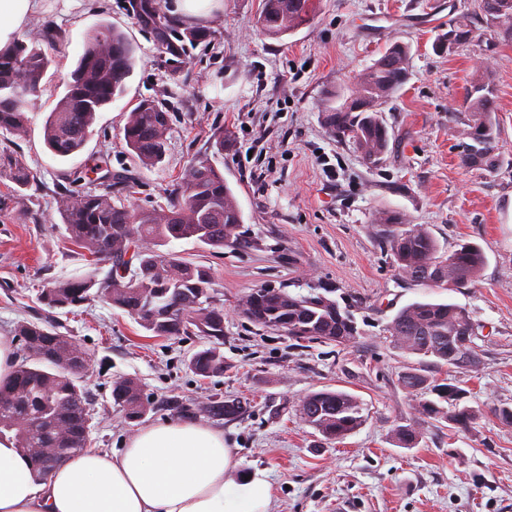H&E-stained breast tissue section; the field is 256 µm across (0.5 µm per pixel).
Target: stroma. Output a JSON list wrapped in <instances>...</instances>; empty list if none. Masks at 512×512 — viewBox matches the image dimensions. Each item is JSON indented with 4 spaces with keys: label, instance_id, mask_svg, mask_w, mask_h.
<instances>
[{
    "label": "stroma",
    "instance_id": "obj_1",
    "mask_svg": "<svg viewBox=\"0 0 512 512\" xmlns=\"http://www.w3.org/2000/svg\"><path fill=\"white\" fill-rule=\"evenodd\" d=\"M223 2L199 21L209 38L178 57L166 43L180 26L160 39L140 14L141 0H45L44 13L20 31L54 62L26 133L0 134V150L12 151L36 176L19 193L0 186V333L52 319L84 347L93 361L82 380L90 447L120 448L141 427L181 420L223 430L240 472L267 471L272 512H333L340 500L351 512H512V424L494 414L495 407H512V41L488 32L453 53L433 51L440 26L472 12L474 0H317L313 21L279 39L258 27L262 0ZM101 21L135 44V71L127 94L98 114L84 149L61 159L46 149L43 125L86 32ZM393 42L411 47L409 79L382 105L390 146L372 166L352 143L336 142L322 117ZM482 67L500 125L501 166L492 173L460 164L469 119L461 104ZM144 96L169 114L167 153L155 166L140 164L123 142L127 118ZM219 136L224 153L217 157ZM102 154L113 174L135 178L134 193L112 199L136 210L166 206L202 155L213 156L235 188L246 247L170 244L212 273L224 306L223 373L202 380L189 367L194 353L210 348L208 338L150 336L103 299L67 314L39 302L51 282L89 270L66 240L60 210L72 193L98 189L75 176ZM383 210L424 225L441 247L480 245L487 263L479 280L459 292L404 280L373 226ZM264 285L347 299L363 331L359 342H297L254 325L239 302ZM429 299L465 307L478 326L476 366L423 367L482 407L466 431L422 415L424 393L401 384L419 358L394 344L387 325L401 307ZM120 378L135 379L159 403L141 422L125 420L113 404L112 383ZM324 389L355 394L365 415L355 433L328 444L296 412L303 396ZM216 395L250 407L238 417H211L202 405ZM170 398L184 413L163 407ZM414 422L418 445L399 447L395 428Z\"/></svg>",
    "mask_w": 512,
    "mask_h": 512
}]
</instances>
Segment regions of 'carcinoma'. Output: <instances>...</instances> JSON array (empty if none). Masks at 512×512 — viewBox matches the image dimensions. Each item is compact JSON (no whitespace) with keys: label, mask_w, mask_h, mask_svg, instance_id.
<instances>
[{"label":"carcinoma","mask_w":512,"mask_h":512,"mask_svg":"<svg viewBox=\"0 0 512 512\" xmlns=\"http://www.w3.org/2000/svg\"><path fill=\"white\" fill-rule=\"evenodd\" d=\"M486 27L512 41V0H477ZM316 0H264L258 17L267 35L280 38L310 24ZM476 39L471 16L448 20L435 48L448 53L459 47L448 36ZM408 45L389 44L360 75L342 103L326 108L323 120L336 141H351L364 160L378 164L388 152L390 135L381 105L409 78ZM54 60L37 43L14 39L0 48V131L21 135L26 131V110L31 98L43 90ZM136 64V47L112 23L102 21L85 35L84 49L64 81L65 91L44 125L46 147L65 159L80 152L94 131L97 113L127 92ZM471 113L469 129L485 130L473 140L460 162L466 168L497 170L500 129L496 120L494 88L487 73L479 71L463 100ZM168 112L154 99H143L130 112L123 128L128 149L149 166L165 156ZM34 175L21 158L0 151V185L28 188ZM125 192L135 183L125 176L107 177L103 192L79 193L61 209L70 243L81 249L93 266L109 265L105 278L93 272L57 280L44 288L40 302L49 310L83 306L102 297L126 311L142 328L157 337H224V306L216 303L210 270L162 251L173 240L194 239L213 248H239L247 244L241 234L243 214L224 175L207 156L196 158L189 173L165 208L134 212L112 202V188ZM378 235L390 252L400 275L428 288L456 292L474 284L486 264L482 248L461 243L452 251L441 249L430 231L410 224L395 211H381L375 220ZM241 313L253 323L295 340L320 339L351 346L361 336L353 313L321 294L292 296L282 288L258 289L245 296ZM387 331L404 352L421 356L435 367L462 369L478 362L470 345L475 323L463 307L450 302L417 301L400 309ZM23 342L22 361L12 378L0 386V439L7 437L29 456L41 475L87 447L88 399L79 385L82 375L70 369L85 351L70 336L46 322H25L18 327ZM191 369L202 378L224 372V355L214 346L195 353ZM412 391L430 388L438 401H426L422 413L448 421L464 431L482 415V409L462 403L463 390L455 385H429V378L410 370L402 377ZM113 404L130 420H141L161 404L183 411L176 399L159 404L143 395L133 379L112 383ZM248 409L239 399H212L203 411L213 417L240 416ZM300 417L324 439L341 440L364 422L358 397L321 390L297 403ZM396 443L413 448L421 432L414 424L395 429Z\"/></svg>","instance_id":"1"}]
</instances>
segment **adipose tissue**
I'll return each mask as SVG.
<instances>
[{"label":"adipose tissue","instance_id":"adipose-tissue-1","mask_svg":"<svg viewBox=\"0 0 512 512\" xmlns=\"http://www.w3.org/2000/svg\"><path fill=\"white\" fill-rule=\"evenodd\" d=\"M43 11L42 0H0V46ZM267 471L239 473L221 430L166 423L124 447L88 448L47 476L0 441V512H270Z\"/></svg>","mask_w":512,"mask_h":512}]
</instances>
